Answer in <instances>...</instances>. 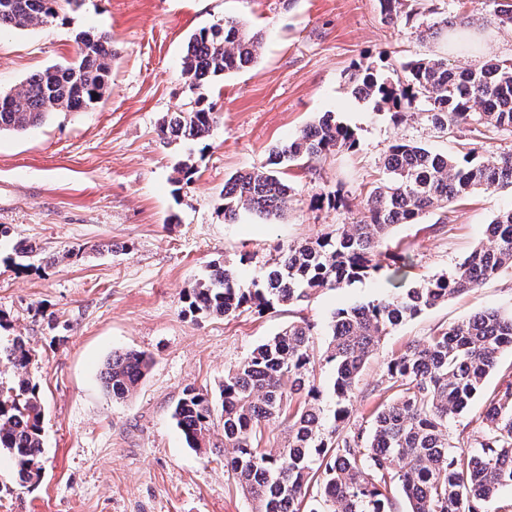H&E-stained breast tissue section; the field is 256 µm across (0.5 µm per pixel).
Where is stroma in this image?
Segmentation results:
<instances>
[{
    "label": "stroma",
    "mask_w": 512,
    "mask_h": 512,
    "mask_svg": "<svg viewBox=\"0 0 512 512\" xmlns=\"http://www.w3.org/2000/svg\"><path fill=\"white\" fill-rule=\"evenodd\" d=\"M435 5L458 35L445 49L420 40L415 23H387L378 0H82L51 24L0 32V91L74 60L80 32H108L113 52L109 87L94 107L0 134V341L20 336L32 351L44 442L41 481L30 487L19 486L0 451V512H252L223 449L187 447L171 417L184 389L217 393L225 373L288 322L325 325L338 309L391 294L395 284L385 268L298 304L261 314L244 307L228 318L189 313L185 298L224 262L251 288L280 249L346 223L385 179L393 142L441 153L512 151L510 132L443 135L422 114L397 121L355 97L349 75L358 64L386 74L442 52L461 67L512 61V27L489 7ZM227 17L261 33L263 49L252 65L211 83L222 118L206 140L165 146L163 115L192 97L181 74L188 40ZM325 112L355 131L357 147L311 169L290 168L283 219L244 213L225 221V181L261 168L273 146ZM186 159L197 171L178 189L173 168ZM336 189L346 207L312 205L315 194ZM510 207L511 189L481 190L397 225L389 243L409 257L408 284L448 272ZM21 244L33 249L23 267ZM487 309L512 310V268L384 336L360 375L353 421L369 413L385 358ZM124 350L146 352L153 363L133 395L118 400L101 372Z\"/></svg>",
    "instance_id": "1"
}]
</instances>
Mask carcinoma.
<instances>
[{
    "label": "carcinoma",
    "instance_id": "obj_1",
    "mask_svg": "<svg viewBox=\"0 0 512 512\" xmlns=\"http://www.w3.org/2000/svg\"><path fill=\"white\" fill-rule=\"evenodd\" d=\"M80 0H0V30H23L56 19L65 5ZM502 25H512V0H485ZM420 37L448 32V18L421 23ZM77 61L39 72L3 93L0 133L23 132L54 111H77L98 103L112 66V39L103 32L76 37ZM262 49V38L234 18L191 36L181 73L195 97L163 117L161 139H206L220 119L206 89L218 78L247 67ZM404 78L358 68L354 92L391 107L402 117L424 113L440 131L467 126L474 137L512 130V62H488L460 69L442 57L413 59ZM357 145L355 133L326 112L273 150L265 166L236 174L224 183L220 210L233 221L242 211L268 220L285 215L292 188L285 169L304 166ZM388 178L373 188L360 216L313 242L290 245L272 260L266 279L240 287L234 266H214L206 282L186 297L188 310L229 317L246 305L273 309L326 289L360 282L380 270L391 230L414 224L427 213L479 190L512 188V152L462 156L437 153L415 143H394L384 157ZM173 183L192 181L194 165L180 161ZM512 266V209L487 226V244L446 274L391 296L333 313L325 361L329 389L318 384L310 353L315 325L288 323L257 345L224 377L219 398L222 433L208 393L187 389L172 412L187 445L214 448L222 437L228 451L224 469L251 500L252 512H395L396 494L407 512H485V503L512 490V379L488 397L478 426L462 429L459 446L448 424L469 410L501 349L512 348V313L485 310L407 347L390 358L375 405L365 421L349 424L351 397L382 337L424 310L482 284ZM14 379L0 383V449L12 455L19 484H36L43 454L42 406L28 367L32 354L17 336L0 345V361ZM152 358L145 352L112 353L103 382L112 397H128L145 377ZM283 427L284 441L262 445L263 430Z\"/></svg>",
    "mask_w": 512,
    "mask_h": 512
}]
</instances>
